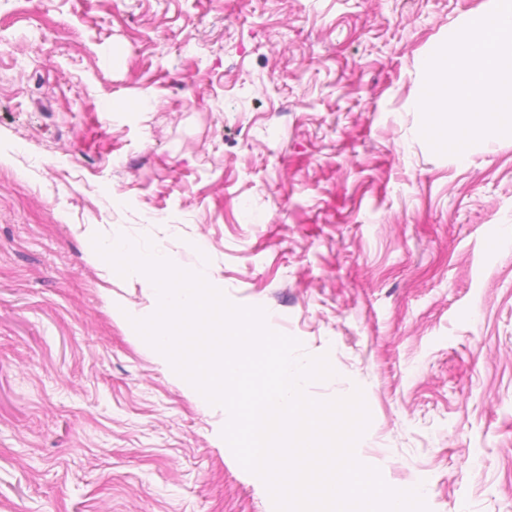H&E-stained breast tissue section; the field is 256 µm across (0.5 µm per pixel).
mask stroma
<instances>
[{
    "mask_svg": "<svg viewBox=\"0 0 512 512\" xmlns=\"http://www.w3.org/2000/svg\"><path fill=\"white\" fill-rule=\"evenodd\" d=\"M492 0H0V512H274L86 232L207 270L361 389L357 459L512 512V136L435 153L420 57Z\"/></svg>",
    "mask_w": 512,
    "mask_h": 512,
    "instance_id": "35a3bbf8",
    "label": "stroma"
}]
</instances>
